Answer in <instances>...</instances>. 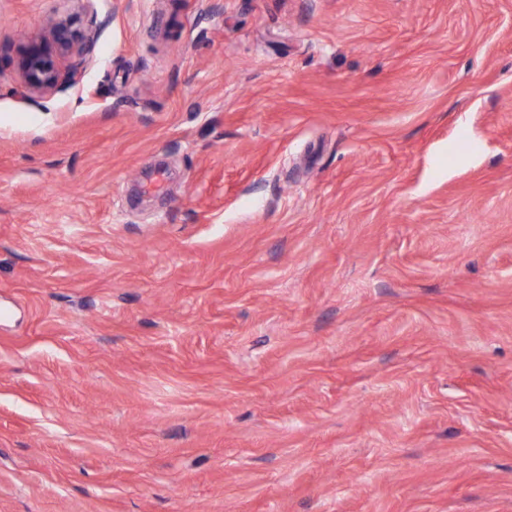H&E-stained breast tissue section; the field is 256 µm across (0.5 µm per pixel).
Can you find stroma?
<instances>
[{
	"mask_svg": "<svg viewBox=\"0 0 512 512\" xmlns=\"http://www.w3.org/2000/svg\"><path fill=\"white\" fill-rule=\"evenodd\" d=\"M0 0V512H512V0ZM96 30L78 25L72 14L55 15L31 36L17 61L24 99L35 100L58 90L89 62ZM67 63V64H66Z\"/></svg>",
	"mask_w": 512,
	"mask_h": 512,
	"instance_id": "1",
	"label": "stroma"
}]
</instances>
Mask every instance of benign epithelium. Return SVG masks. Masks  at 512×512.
Wrapping results in <instances>:
<instances>
[{
  "mask_svg": "<svg viewBox=\"0 0 512 512\" xmlns=\"http://www.w3.org/2000/svg\"><path fill=\"white\" fill-rule=\"evenodd\" d=\"M96 31L78 25L72 14L55 15L31 36L17 61L23 97L42 98L58 90L90 60Z\"/></svg>",
  "mask_w": 512,
  "mask_h": 512,
  "instance_id": "benign-epithelium-1",
  "label": "benign epithelium"
}]
</instances>
